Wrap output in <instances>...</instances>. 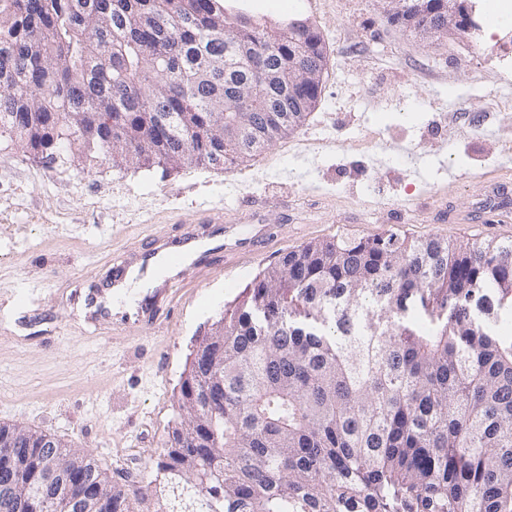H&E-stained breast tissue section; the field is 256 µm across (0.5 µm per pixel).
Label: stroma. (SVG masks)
Segmentation results:
<instances>
[{
  "label": "stroma",
  "mask_w": 512,
  "mask_h": 512,
  "mask_svg": "<svg viewBox=\"0 0 512 512\" xmlns=\"http://www.w3.org/2000/svg\"><path fill=\"white\" fill-rule=\"evenodd\" d=\"M307 15L329 55L318 104L246 164L53 167L0 150V425L86 449L112 478L156 476L199 339L282 255L341 236L512 241V210L480 208L512 186L503 31L423 44L376 0H315ZM393 141L414 158L391 156ZM213 213L242 236L267 225L263 254L180 286L159 322L84 320L85 292L130 248Z\"/></svg>",
  "instance_id": "1"
}]
</instances>
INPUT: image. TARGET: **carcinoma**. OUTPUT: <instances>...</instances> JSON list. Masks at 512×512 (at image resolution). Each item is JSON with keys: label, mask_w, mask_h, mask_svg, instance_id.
<instances>
[{"label": "carcinoma", "mask_w": 512, "mask_h": 512, "mask_svg": "<svg viewBox=\"0 0 512 512\" xmlns=\"http://www.w3.org/2000/svg\"><path fill=\"white\" fill-rule=\"evenodd\" d=\"M267 28L224 20V0H0V139L60 166L243 162L307 114L263 103L238 138L217 128L228 82L322 59L320 36ZM506 307L512 241L390 234L286 253L246 288L223 347L194 353L179 400L224 402L186 413L143 512H512V338L490 325ZM44 439L28 430L0 483L37 481L50 451L99 512L147 501L137 476L114 483ZM0 512L40 508L0 497Z\"/></svg>", "instance_id": "obj_1"}]
</instances>
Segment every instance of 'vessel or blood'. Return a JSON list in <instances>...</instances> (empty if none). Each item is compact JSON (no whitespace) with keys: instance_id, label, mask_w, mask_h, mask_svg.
I'll list each match as a JSON object with an SVG mask.
<instances>
[{"instance_id":"1","label":"vessel or blood","mask_w":512,"mask_h":512,"mask_svg":"<svg viewBox=\"0 0 512 512\" xmlns=\"http://www.w3.org/2000/svg\"><path fill=\"white\" fill-rule=\"evenodd\" d=\"M266 237L255 231L247 238H235L232 226L208 224L205 231L187 228L178 238L156 237L147 244L132 248L127 257L113 265L108 277L89 294L85 305L87 322L121 319L128 326L156 319L162 304L172 302L170 286L199 273L208 256L229 255L244 251L259 254ZM137 270L146 281L148 291L133 305H126L124 286L130 270Z\"/></svg>"}]
</instances>
